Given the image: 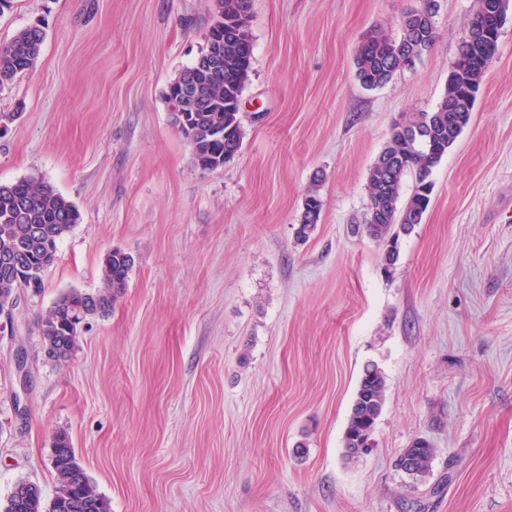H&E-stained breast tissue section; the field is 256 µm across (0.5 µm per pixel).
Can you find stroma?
I'll return each instance as SVG.
<instances>
[{
    "instance_id": "35a3bbf8",
    "label": "stroma",
    "mask_w": 512,
    "mask_h": 512,
    "mask_svg": "<svg viewBox=\"0 0 512 512\" xmlns=\"http://www.w3.org/2000/svg\"><path fill=\"white\" fill-rule=\"evenodd\" d=\"M477 0H438L415 67L364 89L355 52L414 0H252L239 154L199 169L169 82L196 59L212 0H10L0 41L47 32L0 91V183L43 181L80 220L40 291L0 326V502L55 489L66 434L112 512H512V5L471 121L431 175L421 224L384 272L355 234L367 171L394 122L433 111ZM323 201L295 230L310 188ZM135 267L71 359L41 349L63 293ZM28 355L19 380L17 345ZM387 381L375 445L342 437L366 364ZM435 448L415 480L396 460ZM304 453H297V446ZM322 206V200L317 190H312L305 196L299 224L296 229L298 241L308 240L315 231L320 221Z\"/></svg>"
}]
</instances>
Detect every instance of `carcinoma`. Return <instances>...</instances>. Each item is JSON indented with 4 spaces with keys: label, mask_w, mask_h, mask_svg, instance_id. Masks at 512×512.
I'll return each mask as SVG.
<instances>
[{
    "label": "carcinoma",
    "mask_w": 512,
    "mask_h": 512,
    "mask_svg": "<svg viewBox=\"0 0 512 512\" xmlns=\"http://www.w3.org/2000/svg\"><path fill=\"white\" fill-rule=\"evenodd\" d=\"M250 9L251 0H215L209 29L224 49L221 74L193 63L183 68L171 83L178 90L180 82L193 74L201 94L208 100L204 109L186 102L185 126L176 115H171V125L188 141L194 162L203 170L223 167L226 159L242 148L244 134L238 117V99L253 54ZM436 13V0H419L418 5L402 14L397 35L380 27L365 34L355 57L356 77L363 88L371 90L387 84L407 68L411 58H419L431 48L437 37ZM45 39L44 28L33 24L10 40L0 42V89L35 66ZM488 68L481 59L468 69L450 67L451 78L437 107L397 121L368 169V202L361 224L353 232L366 235L382 247L385 271H390L398 260L401 235L422 223L432 192V171L471 119L475 100L466 94L465 88L480 87ZM409 177L414 185L404 198L401 190ZM321 212V197L312 190L302 203L297 240L310 238ZM78 220L75 204L45 182L23 179L0 184V260L15 258L19 262L12 277L0 279V302L25 284L34 282L42 286L45 272L54 263L59 241ZM134 266L135 259L130 253L114 249L104 260L103 288L94 293L70 291L57 298L40 322L42 350L48 361L61 364L71 358L79 344L82 323L109 315L127 288ZM386 387L379 367L366 365L343 433L346 459H357L361 456L359 449L373 447ZM433 456L432 444L419 437L403 450L398 466L410 476H423L429 472ZM52 467L56 489L51 499H45L37 484L19 480L5 503L0 504V512H110L109 501L97 492L65 435L54 440Z\"/></svg>",
    "instance_id": "carcinoma-1"
}]
</instances>
